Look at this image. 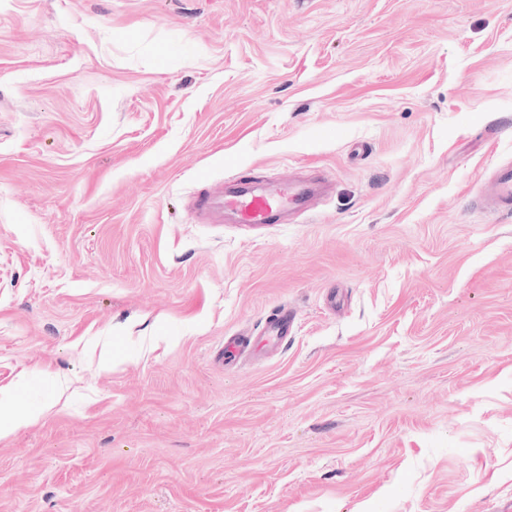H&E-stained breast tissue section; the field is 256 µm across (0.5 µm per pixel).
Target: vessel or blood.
I'll list each match as a JSON object with an SVG mask.
<instances>
[{"mask_svg":"<svg viewBox=\"0 0 512 512\" xmlns=\"http://www.w3.org/2000/svg\"><path fill=\"white\" fill-rule=\"evenodd\" d=\"M483 193L496 210L512 212V163L498 165ZM315 206L314 193L306 181L294 179L272 186L255 180H230L228 187L194 197L192 208L210 224L223 223L232 216L239 224H278L288 211L304 213ZM295 315L280 308L268 317L262 335L283 340L291 334Z\"/></svg>","mask_w":512,"mask_h":512,"instance_id":"b4317fda","label":"vessel or blood"}]
</instances>
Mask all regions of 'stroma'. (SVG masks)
Masks as SVG:
<instances>
[{"label": "stroma", "instance_id": "35a3bbf8", "mask_svg": "<svg viewBox=\"0 0 512 512\" xmlns=\"http://www.w3.org/2000/svg\"><path fill=\"white\" fill-rule=\"evenodd\" d=\"M509 160L512 0H0V512H512ZM500 213L512 212V163L498 165L483 190ZM229 187L199 194L192 209L209 224H223L229 214L238 224H282L292 210L305 213L314 208V193L306 181L293 179L276 186L255 180L232 179ZM295 314L288 308H279L265 320L258 333L259 336H271L278 340H284L291 334L294 326Z\"/></svg>", "mask_w": 512, "mask_h": 512}]
</instances>
